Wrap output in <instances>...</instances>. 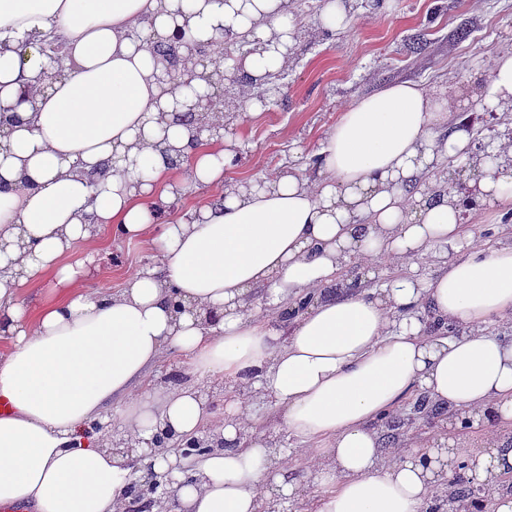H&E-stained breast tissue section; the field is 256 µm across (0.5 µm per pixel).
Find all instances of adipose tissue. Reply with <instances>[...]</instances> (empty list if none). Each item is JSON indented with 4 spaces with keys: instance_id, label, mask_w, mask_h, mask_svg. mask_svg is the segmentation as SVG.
Instances as JSON below:
<instances>
[{
    "instance_id": "adipose-tissue-1",
    "label": "adipose tissue",
    "mask_w": 512,
    "mask_h": 512,
    "mask_svg": "<svg viewBox=\"0 0 512 512\" xmlns=\"http://www.w3.org/2000/svg\"><path fill=\"white\" fill-rule=\"evenodd\" d=\"M147 24L161 36L185 28L217 50L224 35L256 32L245 69L262 80L288 66L298 30L288 0H0V109L20 118L0 150V505L119 512L131 468L109 448L104 415L119 401L132 436L161 426L178 439L223 437V451L184 462L193 484L175 454L155 456V471L174 477L175 512H260L270 486L290 484L278 451L249 434L241 397L257 387L312 445V512H428L439 481L407 461L412 438L387 442L376 421L415 393L447 412L512 421V339L487 329L512 320V245L473 246L458 195L432 200L424 180L470 155L469 132L449 127L447 98L392 83L341 112L315 176L288 168L225 183L233 152L192 147L190 127L159 118L174 95L132 35ZM37 32L65 45L67 70L29 102L20 90L45 65L28 43ZM484 102L512 112V51L495 57ZM491 152L473 186L483 208L512 202V139ZM201 183L216 201L196 219L158 218ZM106 229L151 239L150 263L116 291L89 289L84 269L64 261ZM437 247L454 258L420 278L414 259ZM356 257L403 273L372 291L343 287ZM16 264L21 275H6ZM45 279L46 299L28 309L25 286ZM258 288L270 294L264 316L248 299ZM308 294V310L282 319L283 304ZM210 307L224 312L218 325L204 323ZM423 309L458 334L427 335ZM172 349L236 388L223 419L190 383L134 394Z\"/></svg>"
}]
</instances>
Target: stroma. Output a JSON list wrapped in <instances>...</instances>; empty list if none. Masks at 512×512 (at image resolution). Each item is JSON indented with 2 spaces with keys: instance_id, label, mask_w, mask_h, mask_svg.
<instances>
[{
  "instance_id": "35a3bbf8",
  "label": "stroma",
  "mask_w": 512,
  "mask_h": 512,
  "mask_svg": "<svg viewBox=\"0 0 512 512\" xmlns=\"http://www.w3.org/2000/svg\"><path fill=\"white\" fill-rule=\"evenodd\" d=\"M324 0H295L289 11L306 35L298 43L285 78L279 79L282 103L258 116L241 112L234 121L238 137L250 149L242 162L225 169L224 180L240 183L292 167L304 175L313 172L319 144L336 123L344 106L379 87L415 82L427 89H458L466 100L460 110L448 113L449 121L466 117L480 133V143L496 142L512 132L505 114L479 108L477 97L490 81L493 57L512 50V0H381L353 10L350 26L324 35L315 22ZM467 26L470 35L459 39L456 31ZM426 30L425 48L417 53L407 46L409 35ZM465 223L474 225L476 246L492 250L512 244V208L469 210ZM93 263L87 274L90 288H121L125 277L150 262L146 243L113 237H97L75 244L67 257ZM157 387L181 381L211 386L215 418H223V401L229 391L223 382H206L195 374L189 361L167 352L147 373ZM254 416L252 432L264 436L270 446L285 455L288 480L297 489L295 512H307L316 492L309 459L299 439L289 435L282 406L261 392L247 397Z\"/></svg>"
}]
</instances>
